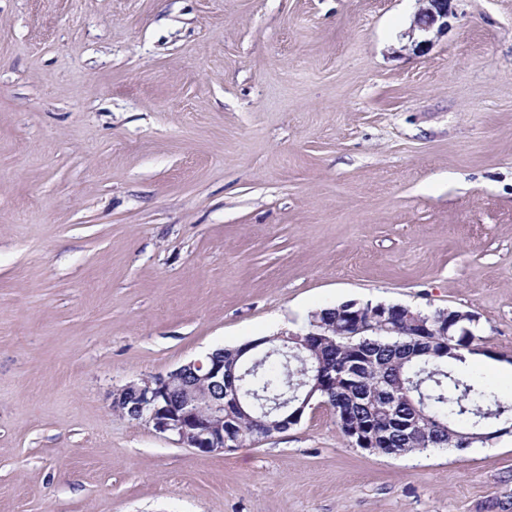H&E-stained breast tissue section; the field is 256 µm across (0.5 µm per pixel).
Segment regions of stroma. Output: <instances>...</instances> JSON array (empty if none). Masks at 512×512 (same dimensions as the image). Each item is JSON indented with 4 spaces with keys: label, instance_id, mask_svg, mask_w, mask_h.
Masks as SVG:
<instances>
[{
    "label": "stroma",
    "instance_id": "obj_1",
    "mask_svg": "<svg viewBox=\"0 0 512 512\" xmlns=\"http://www.w3.org/2000/svg\"><path fill=\"white\" fill-rule=\"evenodd\" d=\"M0 0V512H497L512 434L402 457L328 406L202 454L127 382L347 301L512 356V0ZM422 5L416 12L412 32L421 38L419 46L430 44L429 34L436 29L437 33L448 28V11L452 0H418ZM337 421L342 428L350 432V436L354 438V445L366 451L374 452V447L377 446L378 439L382 437V433L386 432V430L375 431L372 429L370 433H364L356 427L352 428L345 413L339 415Z\"/></svg>",
    "mask_w": 512,
    "mask_h": 512
}]
</instances>
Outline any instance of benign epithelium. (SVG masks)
<instances>
[{
    "label": "benign epithelium",
    "instance_id": "obj_1",
    "mask_svg": "<svg viewBox=\"0 0 512 512\" xmlns=\"http://www.w3.org/2000/svg\"><path fill=\"white\" fill-rule=\"evenodd\" d=\"M421 7L416 12L412 31L421 38L419 46L430 44L432 31L448 28V11L452 0H418ZM385 306L374 311L361 307L352 312L355 332L375 331L386 328L382 320ZM270 338L249 341L241 348L237 358L249 361L272 350ZM305 399L293 408L279 409L280 419L270 427L285 432L300 423L306 410L312 407L314 395L321 389V366H311ZM111 402L130 406L135 421L151 426L155 432L174 438L187 448L202 454H212L229 449L228 441L238 442L232 425L235 415L245 413V402L239 395L234 374L224 372V349L218 348L207 354L205 360L190 361L164 374L132 381L114 390ZM339 425L350 432L354 445L374 451L382 431L364 433L349 424L346 414L338 416Z\"/></svg>",
    "mask_w": 512,
    "mask_h": 512
}]
</instances>
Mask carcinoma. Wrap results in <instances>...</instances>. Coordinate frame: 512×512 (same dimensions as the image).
Returning a JSON list of instances; mask_svg holds the SVG:
<instances>
[{"label":"carcinoma","instance_id":"carcinoma-1","mask_svg":"<svg viewBox=\"0 0 512 512\" xmlns=\"http://www.w3.org/2000/svg\"><path fill=\"white\" fill-rule=\"evenodd\" d=\"M325 313L336 315V335L317 342L315 353L336 368V384L327 387L324 402L333 410L348 408L351 421L360 427L382 419L379 407L364 400L371 388L396 396L391 408L394 429L376 453L395 450L405 456L426 448L465 450L486 444L481 435L488 427L512 420V400L496 395L467 363V356L477 353L470 349L476 321L456 323L453 312L435 309L417 312L415 322L396 317L391 326L404 331L402 336L386 332L347 336V308L342 304L323 308L311 320ZM445 320L453 334L451 342L446 336L413 335L419 323L434 329ZM242 371L241 397L268 410L299 395L306 375L304 364L290 354L266 356L256 366H242ZM415 404L428 417L426 433L419 437L403 430L414 417Z\"/></svg>","mask_w":512,"mask_h":512}]
</instances>
